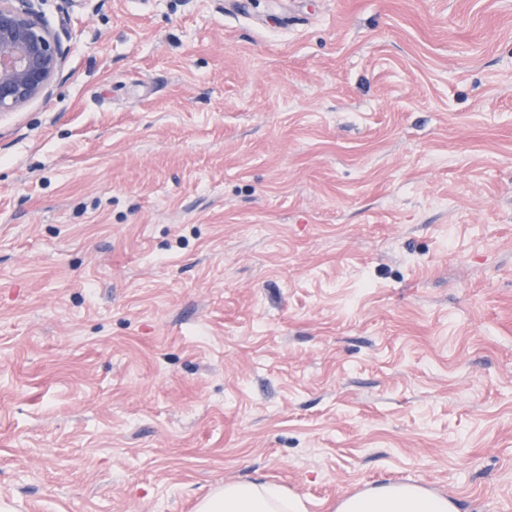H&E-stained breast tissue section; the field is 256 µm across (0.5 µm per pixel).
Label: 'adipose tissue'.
I'll list each match as a JSON object with an SVG mask.
<instances>
[{
  "label": "adipose tissue",
  "mask_w": 512,
  "mask_h": 512,
  "mask_svg": "<svg viewBox=\"0 0 512 512\" xmlns=\"http://www.w3.org/2000/svg\"><path fill=\"white\" fill-rule=\"evenodd\" d=\"M197 512H305L282 488L255 479L229 482L204 497ZM339 512H449L448 500L407 485L380 487L341 504Z\"/></svg>",
  "instance_id": "ef3b65f1"
}]
</instances>
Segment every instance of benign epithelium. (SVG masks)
Segmentation results:
<instances>
[{
  "label": "benign epithelium",
  "mask_w": 512,
  "mask_h": 512,
  "mask_svg": "<svg viewBox=\"0 0 512 512\" xmlns=\"http://www.w3.org/2000/svg\"><path fill=\"white\" fill-rule=\"evenodd\" d=\"M39 0H0V112L47 97L68 54L65 32L43 21Z\"/></svg>",
  "instance_id": "obj_1"
}]
</instances>
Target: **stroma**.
<instances>
[{
	"instance_id": "1",
	"label": "stroma",
	"mask_w": 512,
	"mask_h": 512,
	"mask_svg": "<svg viewBox=\"0 0 512 512\" xmlns=\"http://www.w3.org/2000/svg\"><path fill=\"white\" fill-rule=\"evenodd\" d=\"M0 112V503L512 512V0H43ZM40 1L0 0V112L49 96L62 73L68 37L43 21ZM197 512H305L303 502L260 479L224 483L204 497ZM363 494V493H361ZM360 495V494H357ZM357 495L345 498L343 501ZM342 501V502H343ZM448 498L407 485L380 487L341 504L339 512H449Z\"/></svg>"
}]
</instances>
